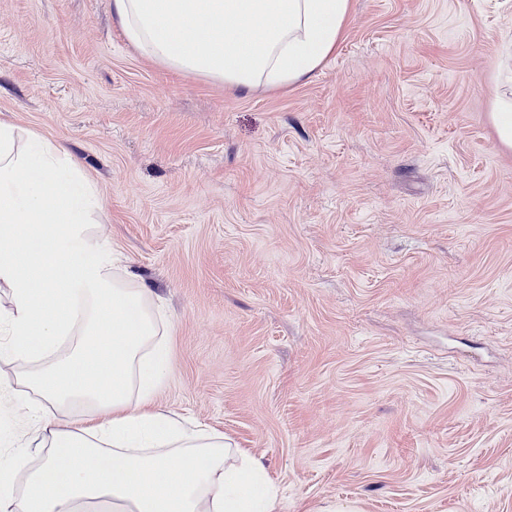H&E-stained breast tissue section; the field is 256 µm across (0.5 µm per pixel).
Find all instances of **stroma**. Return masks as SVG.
<instances>
[{"label": "stroma", "mask_w": 512, "mask_h": 512, "mask_svg": "<svg viewBox=\"0 0 512 512\" xmlns=\"http://www.w3.org/2000/svg\"><path fill=\"white\" fill-rule=\"evenodd\" d=\"M512 0H353L322 69L245 93L110 0H0V122L95 182L170 321L156 401L261 456L275 512H512ZM501 48L504 60L498 78L508 89L495 100L491 121L499 143L512 149V39Z\"/></svg>", "instance_id": "obj_1"}]
</instances>
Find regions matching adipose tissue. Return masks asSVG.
<instances>
[{"mask_svg": "<svg viewBox=\"0 0 512 512\" xmlns=\"http://www.w3.org/2000/svg\"><path fill=\"white\" fill-rule=\"evenodd\" d=\"M352 0H112L149 59L240 91L318 72ZM491 121L512 149V40ZM0 122V363L48 406L25 447L0 451V512H274L260 459L154 403L170 327L145 281L113 272L89 230L98 192L55 142ZM109 423L85 425L101 412ZM35 468L25 469L29 456Z\"/></svg>", "mask_w": 512, "mask_h": 512, "instance_id": "adipose-tissue-1", "label": "adipose tissue"}]
</instances>
